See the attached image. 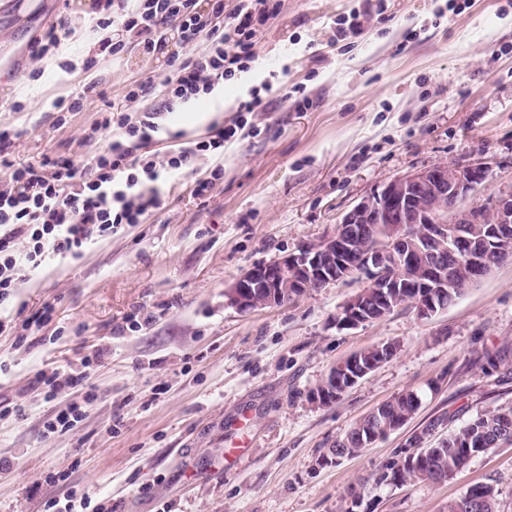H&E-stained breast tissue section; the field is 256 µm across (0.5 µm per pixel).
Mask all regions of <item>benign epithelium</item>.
<instances>
[{
    "instance_id": "7a95c632",
    "label": "benign epithelium",
    "mask_w": 512,
    "mask_h": 512,
    "mask_svg": "<svg viewBox=\"0 0 512 512\" xmlns=\"http://www.w3.org/2000/svg\"><path fill=\"white\" fill-rule=\"evenodd\" d=\"M488 177L483 163L447 162L398 176L361 198L333 236L247 269L229 290V301L241 311L282 306L310 290L364 275L380 305L366 306L357 292L340 308L336 327L353 329L380 320L379 313L398 302L397 288L420 289L416 315L429 319L439 313L429 289L448 287V225L476 229L492 224L499 238L512 241V194L489 207L467 204ZM473 248V235L454 234L455 255L467 256ZM357 364L353 355L339 362L343 376L331 374L311 400L320 404L343 396L369 373Z\"/></svg>"
}]
</instances>
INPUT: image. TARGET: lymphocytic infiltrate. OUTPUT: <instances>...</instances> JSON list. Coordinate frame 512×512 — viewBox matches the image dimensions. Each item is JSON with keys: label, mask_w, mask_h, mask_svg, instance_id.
Listing matches in <instances>:
<instances>
[{"label": "lymphocytic infiltrate", "mask_w": 512, "mask_h": 512, "mask_svg": "<svg viewBox=\"0 0 512 512\" xmlns=\"http://www.w3.org/2000/svg\"><path fill=\"white\" fill-rule=\"evenodd\" d=\"M280 7L281 0H243L231 12L225 11L224 0H97V28L114 32L99 40V54L125 53L127 34L148 54L167 47L174 34L190 53L172 61L162 82L160 106L136 116L118 109L97 122V130H113L115 137L87 164L79 167L68 159L30 164L15 169L0 185V306L12 302L30 272L48 257L80 259L88 244L124 225L142 223L146 214L160 208L157 182L162 171H179L201 155L223 153L237 129L217 123L204 140L170 153L164 164L145 155L143 148L159 132L165 111L251 70L256 32ZM54 315V305L47 303L20 321L0 317V335L22 346L53 322ZM105 354V348L94 349L82 357L78 370L36 372L32 385L44 401H54L66 390L72 393L44 421V437L74 430L98 402L97 390L82 383L85 368L101 363Z\"/></svg>", "instance_id": "f902f5d3"}]
</instances>
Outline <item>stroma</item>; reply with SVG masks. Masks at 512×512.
I'll return each mask as SVG.
<instances>
[{"label": "stroma", "mask_w": 512, "mask_h": 512, "mask_svg": "<svg viewBox=\"0 0 512 512\" xmlns=\"http://www.w3.org/2000/svg\"><path fill=\"white\" fill-rule=\"evenodd\" d=\"M361 0H283L256 35L250 73L208 98L175 106L149 153L206 137V115L232 118L251 87L269 80L249 126L224 146V180L192 194L197 170L162 175V205L89 245L81 259H54L31 273L11 311L56 307V343L12 349L0 336V400L23 404L0 421V512H42L77 492L112 512H448L468 487L488 484L497 512H512V446L474 458L444 482L392 484L382 476L413 433L438 416L445 437L477 413L512 404V260L443 312L419 320L401 307L338 329L340 307L363 280L337 282L296 302L243 312L226 292L252 265L331 236L363 196L440 162L488 163L475 205L512 194V0H381L350 48L330 46L338 19ZM96 0H0V183L43 161L83 165L110 137L82 144L111 109L128 108L130 84L161 83L177 42L121 59L93 56L105 33ZM58 29L60 44L37 53ZM76 69L64 74L59 64ZM305 86L310 104L284 100ZM81 99L59 115V98ZM153 315L128 330L135 312ZM393 341L397 354L327 406L310 394L338 361ZM108 351L87 383L100 400L78 427L43 438L53 406L31 387L42 368H79L92 345ZM412 390L418 412L354 457L321 463L330 444L392 396ZM65 471L63 483L47 482Z\"/></svg>", "instance_id": "35a3bbf8"}]
</instances>
